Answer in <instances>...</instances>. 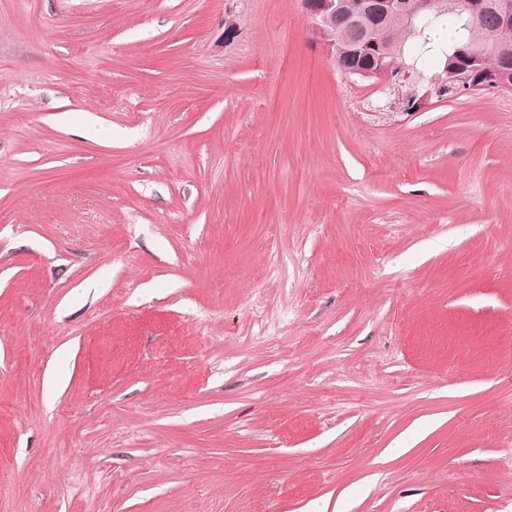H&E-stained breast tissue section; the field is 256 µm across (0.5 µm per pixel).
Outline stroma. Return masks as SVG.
<instances>
[{"instance_id":"35a3bbf8","label":"stroma","mask_w":512,"mask_h":512,"mask_svg":"<svg viewBox=\"0 0 512 512\" xmlns=\"http://www.w3.org/2000/svg\"><path fill=\"white\" fill-rule=\"evenodd\" d=\"M404 99L300 0H0V512H512V92ZM337 71H339L341 74H345V71L352 70L356 68L357 66H360L362 63V59H359L358 57L351 56L349 54H341L336 53V59L330 62ZM349 73L352 74H360L363 77H370L371 79H374L376 81H380L377 77L382 79V72L379 69L372 70V69H362L357 68L355 70L350 71ZM351 76V74H345ZM374 77V78H373Z\"/></svg>"}]
</instances>
